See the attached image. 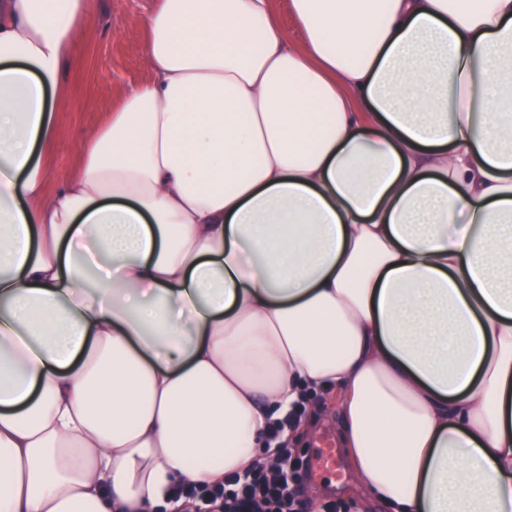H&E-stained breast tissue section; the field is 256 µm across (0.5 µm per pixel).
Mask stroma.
I'll return each mask as SVG.
<instances>
[{
    "mask_svg": "<svg viewBox=\"0 0 512 512\" xmlns=\"http://www.w3.org/2000/svg\"><path fill=\"white\" fill-rule=\"evenodd\" d=\"M153 0H91L94 22L78 36L80 52L65 67L69 91L54 103L58 111V141L48 163L55 177L78 171L82 152L76 129L101 125L127 89L149 76L144 54L145 33L139 18ZM310 411L318 418L311 438L298 444L304 466L310 467V482L319 483L316 494L305 496L299 512H315L320 503L339 502L354 495V478L344 455H337L333 469L322 470L316 463L322 448L338 447L336 414L327 402H314Z\"/></svg>",
    "mask_w": 512,
    "mask_h": 512,
    "instance_id": "35a3bbf8",
    "label": "stroma"
}]
</instances>
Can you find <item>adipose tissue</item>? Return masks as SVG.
Instances as JSON below:
<instances>
[{
    "mask_svg": "<svg viewBox=\"0 0 512 512\" xmlns=\"http://www.w3.org/2000/svg\"><path fill=\"white\" fill-rule=\"evenodd\" d=\"M155 0L50 184L90 0H0V512H181L334 404L360 512H512V0ZM277 17L287 29L290 43L300 49L303 47V30L297 19L291 14L289 0H274Z\"/></svg>",
    "mask_w": 512,
    "mask_h": 512,
    "instance_id": "1",
    "label": "adipose tissue"
}]
</instances>
